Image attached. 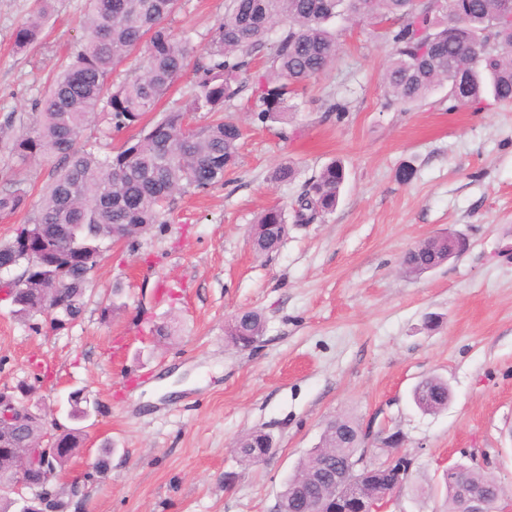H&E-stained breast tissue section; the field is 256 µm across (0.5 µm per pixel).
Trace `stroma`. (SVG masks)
Wrapping results in <instances>:
<instances>
[{
  "label": "stroma",
  "instance_id": "obj_1",
  "mask_svg": "<svg viewBox=\"0 0 512 512\" xmlns=\"http://www.w3.org/2000/svg\"><path fill=\"white\" fill-rule=\"evenodd\" d=\"M224 7L178 0L166 25L190 34L191 67L140 124L117 131L96 119L83 137L101 155L186 98ZM35 8L0 0V136L40 109L86 37L87 0H55L41 40L17 50L16 29ZM342 27L335 63L288 97L290 122H254L247 89L226 107L244 129L236 167L207 192L176 195L166 224L114 245L79 322L55 331L42 317L34 330L0 300V389L35 382L48 412L76 389L98 404L89 420L61 421L83 434L60 479L65 512H272L340 417L362 427L372 461L385 457V430L401 432L412 466L393 512H448L452 464L495 478L505 491L498 508L512 512V104L457 107L442 89L403 107L381 81L389 45L369 22ZM333 102L345 105L343 119L327 113ZM334 159L348 171L336 210L289 226L278 252L256 255L259 213L291 211ZM284 162L297 169L288 185L271 179ZM55 165H24L0 148V190L13 179L30 189L25 208L0 214V242L26 222ZM446 232L469 249L407 275L405 252ZM106 300L117 307L107 318ZM243 309L265 328L241 350L225 330ZM161 324L172 335L160 342L151 330ZM431 376L447 381L451 400L428 414L410 394ZM260 430L273 450L244 466L236 442Z\"/></svg>",
  "mask_w": 512,
  "mask_h": 512
}]
</instances>
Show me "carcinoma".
Here are the masks:
<instances>
[{
    "label": "carcinoma",
    "mask_w": 512,
    "mask_h": 512,
    "mask_svg": "<svg viewBox=\"0 0 512 512\" xmlns=\"http://www.w3.org/2000/svg\"><path fill=\"white\" fill-rule=\"evenodd\" d=\"M177 0H88L87 37L54 77L40 111L28 117L20 134L5 143L9 153L25 163L40 157L57 159L55 173L27 223L0 243V284L14 290L12 313L30 323L42 315L48 300L62 296L55 329L77 322L87 304V285L95 277L105 252L122 237H134L153 224H165L166 207L177 194L204 192L224 183V170L236 164L241 127L223 116L224 105L238 97L255 54L270 47L269 65L256 77L250 112L265 124L283 119L288 94L322 74L336 61L341 31L330 22L341 17L392 20L384 38L392 52L383 73L389 93L405 106L420 103L440 88L467 105L490 97L512 103V23L489 26L499 16L502 0H227L224 18L197 63L195 80L180 107L162 114L134 142L105 158L80 138L97 115L115 128L138 123L170 92L188 66L191 38L175 36L165 26ZM53 0L16 30L15 47L37 42ZM494 52L482 50L487 42ZM144 49L140 73L121 83L112 74L133 52ZM194 112L215 115L193 126ZM346 171L339 161L325 165L298 195L292 218L278 206L264 210L252 225L251 243L259 255L278 251L288 223L312 224L332 213L339 202ZM26 184L13 181L0 192V213L25 204ZM458 253H448V238L437 237L409 251L408 274L420 275ZM256 311L238 313L227 334L246 348L263 333ZM35 387L21 381L8 398L22 406ZM414 404L425 413L448 406V384L428 377L412 390ZM39 420L30 418L22 434L0 429V470L19 463L15 448L40 434ZM64 455H48L29 477L35 494L49 499L55 512L64 507L57 492L58 478L79 447V431L59 435ZM361 431L347 418L329 422L322 444L299 462L297 471L337 465L355 455ZM272 450V438L262 431L239 439L240 461L258 464ZM370 494L384 495L395 485L376 476L366 478ZM335 495L323 483L304 497L290 483L280 493L288 512H316L317 503ZM0 512H25L21 496L0 491Z\"/></svg>",
    "instance_id": "carcinoma-1"
}]
</instances>
